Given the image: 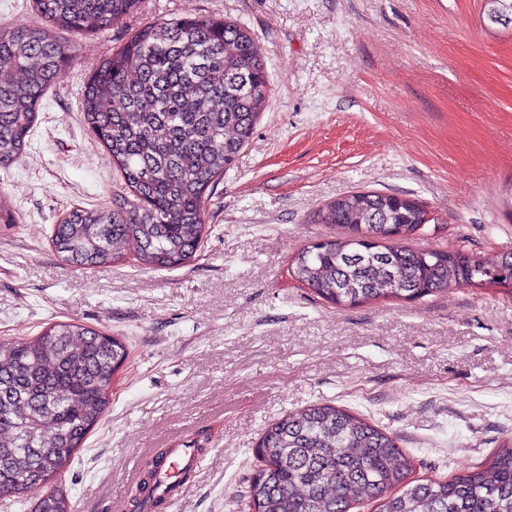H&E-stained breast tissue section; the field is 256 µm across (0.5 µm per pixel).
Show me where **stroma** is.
I'll list each match as a JSON object with an SVG mask.
<instances>
[{"mask_svg":"<svg viewBox=\"0 0 512 512\" xmlns=\"http://www.w3.org/2000/svg\"><path fill=\"white\" fill-rule=\"evenodd\" d=\"M484 0H144L104 33L53 35L73 57L28 147L0 167V344L75 322L129 355L102 422L54 481L73 512H124L158 448L200 442L166 512H240L262 430L330 402L395 433L415 478H448L512 446V288H453L337 309L291 273L353 190L408 195L418 249L512 252V28ZM224 16L257 37L272 84L248 144L205 203L196 260L83 268L51 232L121 189L87 130V77L139 25Z\"/></svg>","mask_w":512,"mask_h":512,"instance_id":"1","label":"stroma"}]
</instances>
